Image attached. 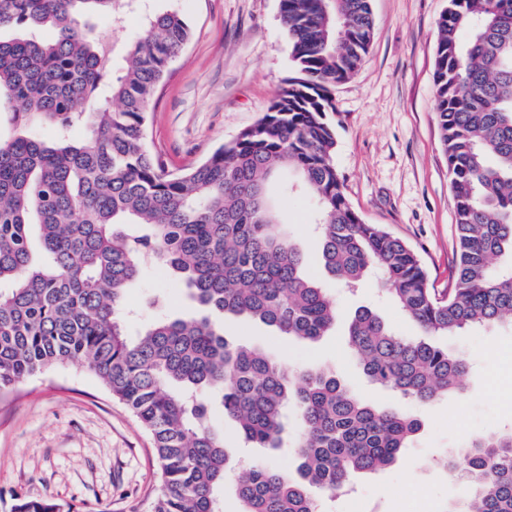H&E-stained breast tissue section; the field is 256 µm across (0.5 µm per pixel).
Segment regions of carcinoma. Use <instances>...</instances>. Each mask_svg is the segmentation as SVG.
<instances>
[{"label":"carcinoma","mask_w":512,"mask_h":512,"mask_svg":"<svg viewBox=\"0 0 512 512\" xmlns=\"http://www.w3.org/2000/svg\"><path fill=\"white\" fill-rule=\"evenodd\" d=\"M137 0H0V390L55 364L89 367L150 434L161 488L152 512H221L230 455L211 430V395L255 448L278 449L298 421L295 475L266 461L234 484L240 512H321L357 473L404 456L421 421L372 405L322 367L297 370L231 341L224 319L315 343L336 304L309 258L274 220L266 183L279 170L317 199L320 261L346 288L372 280L423 332L393 333L358 309L346 343L372 384L429 404L465 389L468 359L439 338L512 325V0H448L438 21L435 101L455 209L452 286L429 284L419 255L351 207L333 163L330 86L369 48L371 0H281L302 78L258 123L181 173L145 145L146 113L191 37L175 11L143 16L123 73L112 75L98 17L118 25ZM54 30L43 40L39 32ZM47 124L49 140L27 129ZM88 128L82 141L69 132ZM153 260L185 286L189 317L156 318L132 337L125 297ZM468 492L446 512H512V426L451 448ZM16 497L9 512H54Z\"/></svg>","instance_id":"1"}]
</instances>
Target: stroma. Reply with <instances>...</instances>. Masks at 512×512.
<instances>
[{
	"label": "stroma",
	"instance_id": "obj_1",
	"mask_svg": "<svg viewBox=\"0 0 512 512\" xmlns=\"http://www.w3.org/2000/svg\"><path fill=\"white\" fill-rule=\"evenodd\" d=\"M156 11H175L189 23L191 40L171 67L146 120V144L179 171L255 125L276 95L301 73L280 18V0H146ZM448 0H372L373 40L359 70L330 90L336 125L333 162L351 206L366 223L384 226L421 257L430 285L448 288L455 249L448 162L435 112L437 22ZM315 202L286 197L277 212L310 256V270L335 302L330 336L300 345L271 336L257 323L225 322L227 334L273 349L294 367L321 366L363 400L379 406L400 401L363 376L344 346L357 308L377 309L396 334L419 336L418 326L372 284L357 293L337 288L317 256L311 230ZM126 304L140 323L159 314L191 311L180 285L158 265L147 267ZM449 348L474 362L467 389L414 411L422 422L401 464L354 475L352 495L325 501L324 512H444L463 495L459 479L439 458L464 438L512 424V326L448 337ZM214 431L232 460L262 457L294 470L297 424L272 454L241 444L236 424L215 410ZM160 490L151 439L114 400L94 372L81 365L46 369L0 390V512L14 497L71 504L79 512H150Z\"/></svg>",
	"mask_w": 512,
	"mask_h": 512
}]
</instances>
